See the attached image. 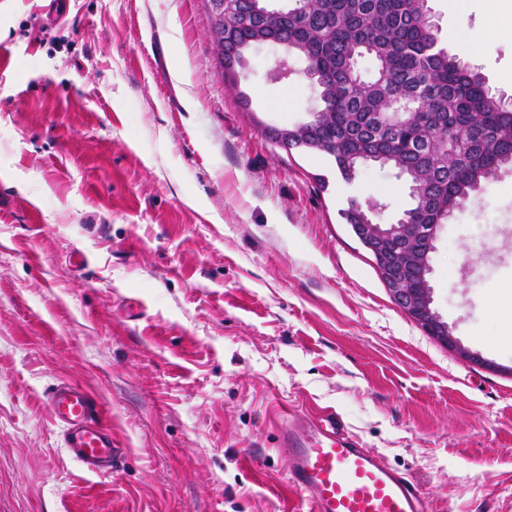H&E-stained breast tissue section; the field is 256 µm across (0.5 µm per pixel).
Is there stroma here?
<instances>
[{
	"label": "stroma",
	"instance_id": "stroma-1",
	"mask_svg": "<svg viewBox=\"0 0 512 512\" xmlns=\"http://www.w3.org/2000/svg\"><path fill=\"white\" fill-rule=\"evenodd\" d=\"M41 5L0 0V512H283L282 406L335 410L432 512H512V168L430 255L449 349L340 215L354 199L393 221L406 180L347 181L273 139L322 106L303 60L262 46L225 79L202 0ZM428 7L512 99L484 0L453 40L448 0ZM61 382L102 402L111 473L64 448L45 406Z\"/></svg>",
	"mask_w": 512,
	"mask_h": 512
}]
</instances>
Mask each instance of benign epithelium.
<instances>
[{"mask_svg":"<svg viewBox=\"0 0 512 512\" xmlns=\"http://www.w3.org/2000/svg\"><path fill=\"white\" fill-rule=\"evenodd\" d=\"M440 228L439 224H406L402 219L390 224L371 220L367 224L351 225V232L373 261L386 269L393 301L444 345L456 349L458 344L451 330L441 323L431 307V290L407 287L417 262L416 253L429 257Z\"/></svg>","mask_w":512,"mask_h":512,"instance_id":"obj_1","label":"benign epithelium"}]
</instances>
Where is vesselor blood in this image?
<instances>
[{"label":"vessel or blood","mask_w":512,"mask_h":512,"mask_svg":"<svg viewBox=\"0 0 512 512\" xmlns=\"http://www.w3.org/2000/svg\"><path fill=\"white\" fill-rule=\"evenodd\" d=\"M47 405L80 466L111 473L118 451L97 400L83 387L63 382L49 391ZM280 451L290 461L286 489L297 493L309 512H427L422 490L363 448L335 413L317 419L289 413Z\"/></svg>","instance_id":"vessel-or-blood-1"}]
</instances>
